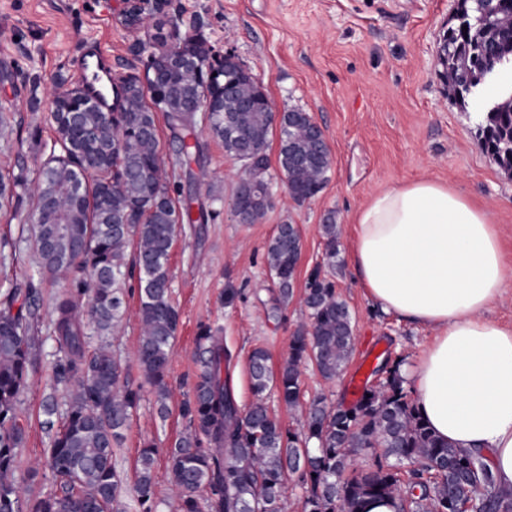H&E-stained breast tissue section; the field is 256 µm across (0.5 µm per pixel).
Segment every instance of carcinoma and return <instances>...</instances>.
<instances>
[{"label":"carcinoma","instance_id":"carcinoma-1","mask_svg":"<svg viewBox=\"0 0 512 512\" xmlns=\"http://www.w3.org/2000/svg\"><path fill=\"white\" fill-rule=\"evenodd\" d=\"M495 15L481 17V5L467 4L464 20L444 33L443 69L448 84H471L495 91V111L486 112L481 128L492 130L484 150L506 172H512V96L496 91L497 82L482 83L477 58L491 46L509 43L512 0L496 5ZM156 45L168 39L164 22L144 24ZM210 49L192 36L164 59L161 78L153 82L150 64L145 78L130 74L112 84L113 111L84 108L72 120L79 101L75 86L57 94L51 119L55 138L34 186V244L42 269L78 271L56 296L57 336L61 356L54 372L72 386L63 430L47 449L55 490L34 499L29 512H113L126 487L138 495L144 512H153L156 448L141 449L134 478L118 471L113 448L120 445L139 395L124 385L125 368L101 346L88 350L87 325L111 333L124 313L123 280L138 273L139 316L143 325L136 352L145 380L154 388L160 414L168 411L166 381L169 353L179 325L170 299L168 259L176 226L191 224L190 208L178 210L163 182L155 112L149 102L166 99V113L183 137H196V113H208L212 134L231 156L255 140L266 150L271 132L266 105L253 85L235 68H206ZM214 74L208 79V74ZM234 86L249 96L251 109L241 111L219 85ZM306 120L283 117L279 129V166L289 197L302 204L324 188L330 156L306 141ZM267 159L248 172L256 195L265 194ZM28 189L25 175H0V198L21 200ZM326 259L336 262L335 217L322 225ZM137 240L135 262L125 251ZM301 236L293 224H281L267 249V265L283 302L293 296L301 255ZM15 297L0 309V512H19L11 479L14 449L24 438L16 402L30 369L32 312H12ZM308 322L292 336L288 357L278 372L258 347L249 356L251 389L256 402L238 410L224 385V347L209 325L200 327L199 370L193 397L183 408L187 432L167 450L168 469L179 512H202L199 492H207L208 512H280L292 478L305 485L302 512H358L365 496H397L400 512H512V492L496 483L481 454L461 453L435 437L414 403L407 399L398 369L381 387L365 390L353 405L331 410L314 401L302 431H285L264 399L276 389L290 409L301 403L302 367L311 365L333 380L341 374L353 346L352 315L333 282L314 277L304 297ZM380 449L375 468L352 467L362 450Z\"/></svg>","mask_w":512,"mask_h":512}]
</instances>
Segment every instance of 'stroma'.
Segmentation results:
<instances>
[{
  "mask_svg": "<svg viewBox=\"0 0 512 512\" xmlns=\"http://www.w3.org/2000/svg\"><path fill=\"white\" fill-rule=\"evenodd\" d=\"M124 7V0H0V113L10 118L0 128V174L36 179L39 156L29 132L40 127L43 144H52V101L73 83V65L88 50L109 54L113 78L144 75L146 56L136 53L122 24ZM458 7V0H170L168 15L180 33L203 35L211 63L234 55L262 82L275 112L309 113L325 132L331 170L315 198L293 203L279 167V139L270 135L267 175L274 204L255 223L240 224L233 201L244 169L212 136L207 113L197 115L201 156L183 159L177 156L179 131L165 113H157L159 149L171 161L166 172L175 204L205 218L178 225L168 261L179 326L166 377L167 415L159 414L154 389L136 359L141 336L136 281L125 284L123 320L110 340L129 388L139 394L113 461L132 473L140 449L155 444L156 512H176L163 452L187 428L181 405L192 394L198 370L200 324L217 329L230 356L224 380L244 411L253 402L251 351L265 348L272 367H279L296 327L307 318L302 299L311 277L334 282L354 318L352 358L333 380L304 369L301 407L291 410L276 395L268 396L271 413L294 432L314 398H324L330 407L356 400L353 377L368 343L379 344L377 363L399 364L404 374L427 351L433 330L383 311L349 263L353 216L374 194L423 178L447 183L488 210L512 263V174L499 168L477 137L491 97L482 92L458 100L436 62ZM330 214L339 230L332 268L324 261L322 231ZM282 224L296 225L302 241L294 295L284 306L265 262L267 243ZM32 229L27 207L0 208V301L14 292L17 306L29 295L36 304L33 369L17 403L25 436L12 472L21 512L54 489L46 453L54 432L44 423L43 404L54 400L61 415L68 408L67 391L52 370L59 355L53 313L58 289L39 265Z\"/></svg>",
  "mask_w": 512,
  "mask_h": 512,
  "instance_id": "1",
  "label": "stroma"
}]
</instances>
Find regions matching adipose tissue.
Masks as SVG:
<instances>
[{"label":"adipose tissue","mask_w":512,"mask_h":512,"mask_svg":"<svg viewBox=\"0 0 512 512\" xmlns=\"http://www.w3.org/2000/svg\"><path fill=\"white\" fill-rule=\"evenodd\" d=\"M349 259L383 310L437 332L409 375L428 426L458 450L490 452L512 485V328L488 316L512 268L489 214L432 180L384 190L356 214Z\"/></svg>","instance_id":"1"}]
</instances>
